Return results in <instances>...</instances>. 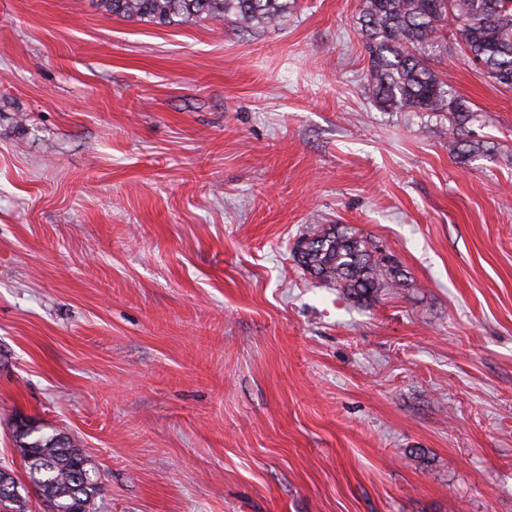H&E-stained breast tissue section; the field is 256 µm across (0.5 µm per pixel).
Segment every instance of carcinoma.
I'll use <instances>...</instances> for the list:
<instances>
[{"mask_svg": "<svg viewBox=\"0 0 512 512\" xmlns=\"http://www.w3.org/2000/svg\"><path fill=\"white\" fill-rule=\"evenodd\" d=\"M294 0H96L119 18L155 25L192 19L273 24ZM361 37L367 57V94L385 112H425L448 121V151L461 158L487 155L494 147L475 139L478 115L431 66L434 56L455 45L465 61L482 67L495 84L512 89V6L505 0H363ZM295 260L311 276L336 285L351 302L367 304L381 293L408 286L393 256L343 224L320 225L302 234ZM17 451L35 495L54 512H91L100 492L82 449L61 433L22 419L15 425ZM29 493L0 494V512H28Z\"/></svg>", "mask_w": 512, "mask_h": 512, "instance_id": "cac0c4a2", "label": "carcinoma"}]
</instances>
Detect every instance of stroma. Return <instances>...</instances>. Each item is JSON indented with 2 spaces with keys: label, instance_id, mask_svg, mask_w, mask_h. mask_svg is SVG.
I'll use <instances>...</instances> for the list:
<instances>
[{
  "label": "stroma",
  "instance_id": "1",
  "mask_svg": "<svg viewBox=\"0 0 512 512\" xmlns=\"http://www.w3.org/2000/svg\"><path fill=\"white\" fill-rule=\"evenodd\" d=\"M361 0L159 26L0 0V465L26 418L95 512H512V90L433 66L491 155L366 90ZM344 224L411 286L356 305ZM293 254L304 271L336 285L357 305L408 286L407 273L393 256L343 224L319 225L302 234L295 241Z\"/></svg>",
  "mask_w": 512,
  "mask_h": 512
}]
</instances>
